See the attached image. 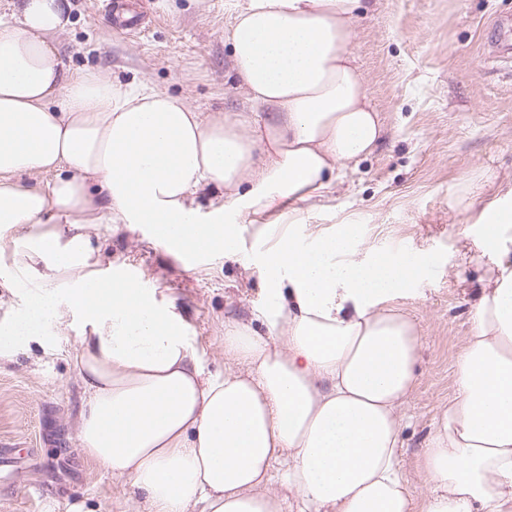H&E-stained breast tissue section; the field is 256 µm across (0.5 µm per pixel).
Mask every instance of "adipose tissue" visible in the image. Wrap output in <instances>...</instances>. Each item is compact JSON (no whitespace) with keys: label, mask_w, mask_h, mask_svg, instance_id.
<instances>
[{"label":"adipose tissue","mask_w":512,"mask_h":512,"mask_svg":"<svg viewBox=\"0 0 512 512\" xmlns=\"http://www.w3.org/2000/svg\"><path fill=\"white\" fill-rule=\"evenodd\" d=\"M361 7L243 0L224 32L250 109L240 119L201 116L143 79L67 72L64 0L0 15V269L33 285L27 319L80 315L78 438L143 492V512H413L399 450L420 345L398 301L422 262L362 255L357 224L300 234L302 204L325 199L384 134L352 51ZM475 203L469 186L455 199L497 247L512 205ZM243 212L272 300L259 314L267 333L226 321L233 366L213 376L175 305L101 268L92 235L143 224L176 262L233 261ZM472 316L457 393L417 460L422 512H512L511 265Z\"/></svg>","instance_id":"obj_1"}]
</instances>
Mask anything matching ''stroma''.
<instances>
[{
    "label": "stroma",
    "mask_w": 512,
    "mask_h": 512,
    "mask_svg": "<svg viewBox=\"0 0 512 512\" xmlns=\"http://www.w3.org/2000/svg\"><path fill=\"white\" fill-rule=\"evenodd\" d=\"M236 0H151L139 36L113 34L105 0H68L59 39L69 72L101 71L113 82L146 79L202 114L248 105L224 41ZM353 50L383 142L334 183L326 207L304 219L314 229L352 222L367 254L425 260L401 304L419 331L418 384L404 405L400 463L423 488L416 459L456 392L454 363L473 329L475 297L498 263L512 261V229L483 248L480 227L454 210L459 188L487 174L477 207L512 187V0H365ZM236 264L182 266L146 240L144 227L100 225L103 265H122L161 303L174 304L198 341L205 372H223L224 322L254 323L269 304L249 263V216L239 219ZM82 322L70 313L45 344L0 360V512H136L141 495L81 450L82 391L71 358Z\"/></svg>",
    "instance_id": "1"
}]
</instances>
